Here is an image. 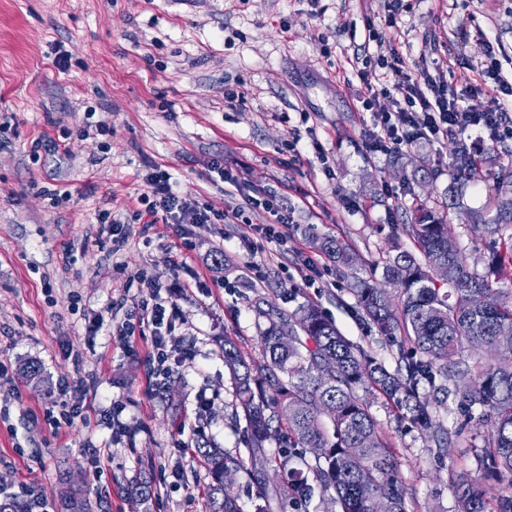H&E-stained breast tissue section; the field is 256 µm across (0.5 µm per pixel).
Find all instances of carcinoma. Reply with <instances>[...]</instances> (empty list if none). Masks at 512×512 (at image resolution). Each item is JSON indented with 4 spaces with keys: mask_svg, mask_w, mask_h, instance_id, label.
Wrapping results in <instances>:
<instances>
[{
    "mask_svg": "<svg viewBox=\"0 0 512 512\" xmlns=\"http://www.w3.org/2000/svg\"><path fill=\"white\" fill-rule=\"evenodd\" d=\"M456 170L467 175L477 161L464 146ZM496 218L482 232L503 239L512 228V196H493ZM410 222L400 230L413 239L415 251L395 250L387 256L381 277L356 278L349 293L361 319L383 336L398 338L395 367H388L363 346L343 336L320 306L302 302L288 314L274 306L261 311L267 319L260 345L263 363L254 366L236 343L224 337V366L233 376L237 408L248 433L247 457L233 460L209 445L199 448L212 478L209 512H240L237 499L224 491V474L242 471L264 493L256 512H273L282 495L298 503L319 486L334 491L340 512H375L377 498L388 512H409L407 490L397 456L385 439L368 403L357 391L376 392L393 401L428 433L437 456L448 458L452 447L437 409L448 399L447 382H463L462 404L480 412L488 440L477 456L486 476L508 482L498 499V512H512V337L500 334L512 325V292L493 284L512 274V235L479 273L463 255L446 215L415 202ZM315 247L334 263L339 275L355 257L340 240L315 239ZM400 287L393 294L388 286ZM293 342L283 346V333ZM495 354L487 361L463 353L476 346ZM427 385L430 392L422 393ZM279 445V455L267 452ZM293 448H321L315 459L300 458L290 468ZM288 470V482L268 487L269 470ZM458 512H488L486 491L465 477L454 482Z\"/></svg>",
    "mask_w": 512,
    "mask_h": 512,
    "instance_id": "cac0c4a2",
    "label": "carcinoma"
}]
</instances>
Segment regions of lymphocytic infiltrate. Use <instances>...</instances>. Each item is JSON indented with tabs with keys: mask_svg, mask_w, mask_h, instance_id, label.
<instances>
[{
	"mask_svg": "<svg viewBox=\"0 0 512 512\" xmlns=\"http://www.w3.org/2000/svg\"><path fill=\"white\" fill-rule=\"evenodd\" d=\"M365 86L358 103L362 110L374 116L368 131L370 151L399 152L418 140L438 141L450 135H463L472 129L484 131L489 140L512 138V127L506 126L505 114L512 109V82L501 74L500 61L495 49H488L478 69L475 82L456 90L443 76L423 73L412 77L405 74L397 60L378 57L374 68L361 70ZM489 94L490 103L482 109L466 106L465 101L476 94ZM391 102V109L381 108V100ZM147 193L141 197L151 217L166 224H236L245 221L247 209L264 211L267 222L260 230L265 238L287 242L293 214L274 194L249 197L247 206L229 207L212 211L206 204L175 192L170 175L153 170L145 176ZM139 284L142 295L132 305L124 301L111 302V314H123L117 332L124 338L149 331L152 343V374L157 378L170 376L174 367L167 344L175 330L178 311L169 298L161 294L163 284L159 277L141 274Z\"/></svg>",
	"mask_w": 512,
	"mask_h": 512,
	"instance_id": "1",
	"label": "lymphocytic infiltrate"
}]
</instances>
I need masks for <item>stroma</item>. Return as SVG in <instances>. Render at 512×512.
I'll return each instance as SVG.
<instances>
[{
    "mask_svg": "<svg viewBox=\"0 0 512 512\" xmlns=\"http://www.w3.org/2000/svg\"><path fill=\"white\" fill-rule=\"evenodd\" d=\"M389 8L388 0H0V113L18 121L0 130V362L8 368L0 376V486L25 488L47 512H65L71 495L86 499L91 512H208L211 478L198 446L246 454L225 337L262 363L259 308L272 302L290 313L309 299L344 336L394 365L396 344L353 313L348 286L369 276L391 247L411 249L400 225L415 201L439 210L454 200L448 222L471 267L482 269L495 247L473 218L488 215L495 190L512 193V140L494 144L475 129L464 141L370 152L372 117L354 108L364 86L349 60L363 49L394 54L405 73L440 71L458 88L493 43L505 51L502 74L512 81V0H405L395 37L385 32ZM372 28L383 31L380 44H369ZM61 56L67 69L57 64ZM230 91L235 100H227ZM90 105L101 106L110 139L84 134ZM38 137L58 149L35 163L28 150ZM462 142L481 161L479 178L457 174L454 151ZM217 159L238 174L235 195L211 172ZM419 165L428 178L414 177ZM155 167L170 174L176 191L219 211L253 192H278L294 213L287 245L260 237V215L226 226L147 224L139 198ZM46 188L72 197L51 206ZM102 210L132 229L120 252L97 222ZM182 231L193 251L177 265ZM324 235L356 260L334 286L310 288L297 264L317 257L311 240ZM87 238L100 246L66 263L67 247ZM256 264L263 278L253 275ZM143 272L176 286L178 365L158 383L150 336L125 347L117 334L89 335L84 322L106 313L120 293L136 298ZM76 295L85 317L69 312ZM28 361L37 362L42 380L23 372ZM80 373L96 378L86 400L124 403L127 433L96 416L51 432L43 414L62 410L59 381ZM201 398L210 402L203 421ZM369 402L396 450L411 512H457L460 474L482 483L488 499L499 495L500 483L485 479L475 460L487 429L468 416L456 391L438 411L454 443L444 460L384 396ZM143 474L153 487L144 507L131 496Z\"/></svg>",
    "mask_w": 512,
    "mask_h": 512,
    "instance_id": "stroma-1",
    "label": "stroma"
}]
</instances>
